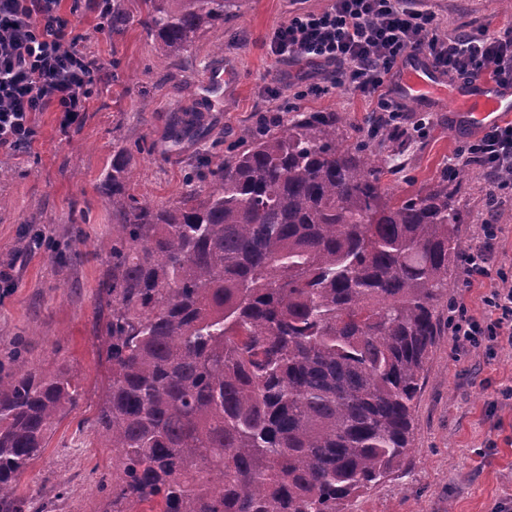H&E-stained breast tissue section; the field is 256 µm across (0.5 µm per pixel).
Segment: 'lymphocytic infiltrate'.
I'll use <instances>...</instances> for the list:
<instances>
[{
  "mask_svg": "<svg viewBox=\"0 0 512 512\" xmlns=\"http://www.w3.org/2000/svg\"><path fill=\"white\" fill-rule=\"evenodd\" d=\"M62 0H0V152H23L36 140L35 116L58 115L61 130L81 124L101 80L94 56L79 49ZM437 17L416 0H331L320 11L296 14L268 35L276 60L334 68L337 87L359 92L373 104L382 126L408 139L424 138L432 124L423 114L406 122L389 83L409 54L425 55L453 80L481 74L512 84V28L473 33H436ZM459 156L491 174L481 241L466 253L468 279L497 275L501 287L484 298L489 318L451 308L449 323L464 348L494 350L500 338L512 343V271L498 267L499 210L512 202V123L482 131Z\"/></svg>",
  "mask_w": 512,
  "mask_h": 512,
  "instance_id": "1",
  "label": "lymphocytic infiltrate"
}]
</instances>
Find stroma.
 I'll use <instances>...</instances> for the list:
<instances>
[{
	"label": "stroma",
	"mask_w": 512,
	"mask_h": 512,
	"mask_svg": "<svg viewBox=\"0 0 512 512\" xmlns=\"http://www.w3.org/2000/svg\"><path fill=\"white\" fill-rule=\"evenodd\" d=\"M128 14L124 30H97L93 16L70 15L78 47L94 53L103 80L79 126L61 131L57 115L37 117L31 150L0 155V263H14L11 282H0V354L13 342L26 350L29 367L60 368L81 383L76 407L53 431L40 458L23 473L16 492L45 502L48 512H111L112 451L95 447L93 419L110 376L104 346L108 308L100 295L109 273L112 209L97 186L113 155L130 152L131 191L138 198L172 204L188 176L207 177L206 156L240 150L243 130L256 129L268 110L282 118L297 112H333L345 118L349 142L368 139L371 104L339 88L328 67L288 65L271 56L269 32L301 10H321L329 0H246L224 22L223 36L204 34L187 55L158 53L143 24V0H119ZM437 33L512 28V7L504 0H433ZM224 49H213L216 39ZM227 66L223 88L207 91L215 65ZM323 86L308 94L309 84ZM408 117L429 114L427 137L402 157L382 182L403 198L439 179L477 129L456 124L447 106L404 103ZM198 112L203 132L173 142L175 116ZM456 205L464 216L463 240H481L486 177L465 165ZM47 243L29 250L35 232ZM81 236L76 259L59 263L51 244ZM465 265L456 262L448 279V300L439 317L441 333L429 354L413 409L405 464L379 484L346 502L344 512H498L512 503V347L489 356L458 347L446 319L450 305L464 303L481 317L484 296L498 287L490 276L465 285Z\"/></svg>",
	"instance_id": "stroma-1"
}]
</instances>
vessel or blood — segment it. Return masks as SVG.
Here are the masks:
<instances>
[{
  "instance_id": "obj_1",
  "label": "vessel or blood",
  "mask_w": 512,
  "mask_h": 512,
  "mask_svg": "<svg viewBox=\"0 0 512 512\" xmlns=\"http://www.w3.org/2000/svg\"><path fill=\"white\" fill-rule=\"evenodd\" d=\"M395 93L426 104L451 100L465 125L491 127L512 114V86L489 79L452 83L422 55L410 57L398 73Z\"/></svg>"
}]
</instances>
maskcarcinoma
I'll list each match as a JSON object with an SVG mask.
<instances>
[{"label": "carcinoma", "instance_id": "carcinoma-1", "mask_svg": "<svg viewBox=\"0 0 512 512\" xmlns=\"http://www.w3.org/2000/svg\"><path fill=\"white\" fill-rule=\"evenodd\" d=\"M144 4L159 51L179 56L242 0ZM202 122L176 118L171 138ZM243 137L174 204L130 193L122 151L98 185L112 377L94 424L112 449V512H341L408 455L462 250L458 187L445 174L393 199L334 112ZM78 395L18 343L0 362V512H30L17 478Z\"/></svg>", "mask_w": 512, "mask_h": 512}]
</instances>
